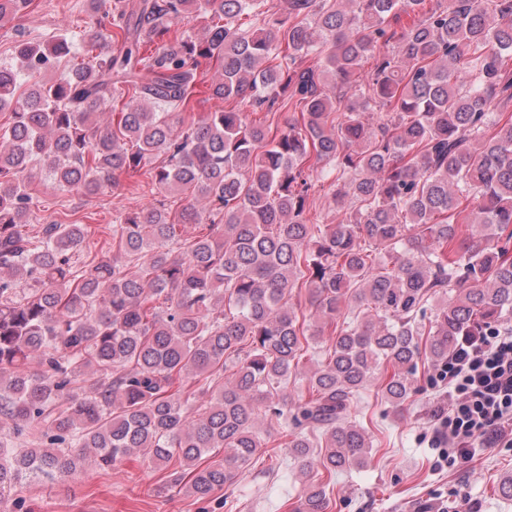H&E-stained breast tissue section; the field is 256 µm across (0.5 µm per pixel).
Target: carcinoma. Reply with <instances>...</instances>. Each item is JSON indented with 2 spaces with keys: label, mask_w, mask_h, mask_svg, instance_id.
<instances>
[{
  "label": "carcinoma",
  "mask_w": 512,
  "mask_h": 512,
  "mask_svg": "<svg viewBox=\"0 0 512 512\" xmlns=\"http://www.w3.org/2000/svg\"><path fill=\"white\" fill-rule=\"evenodd\" d=\"M29 2L0 0V23ZM88 2L89 49L59 80L40 76L73 54L65 33L19 47L25 90L0 67V512H24V479L136 453L204 500L270 446L315 473L293 512H327L368 457L351 414L378 367L397 409L420 362L512 321V0ZM190 14L200 37L172 29ZM204 61L226 106L187 120ZM278 102L299 115L275 134L245 111ZM152 157L185 203L120 217L114 255L78 265L84 224L29 230L36 181L93 195ZM326 166L337 224L309 217Z\"/></svg>",
  "instance_id": "carcinoma-1"
}]
</instances>
